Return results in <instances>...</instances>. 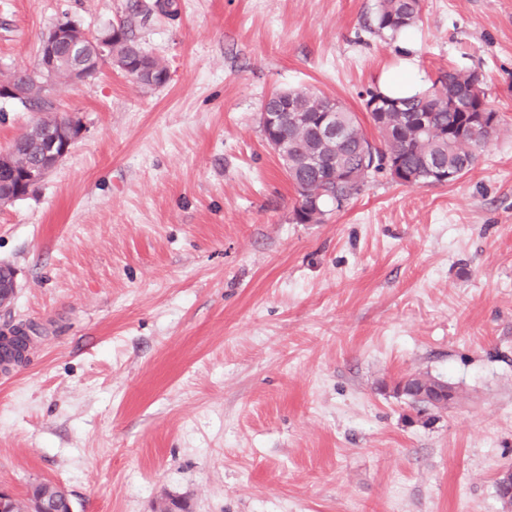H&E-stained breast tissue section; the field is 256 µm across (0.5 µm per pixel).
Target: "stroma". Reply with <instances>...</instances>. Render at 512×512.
<instances>
[{
  "mask_svg": "<svg viewBox=\"0 0 512 512\" xmlns=\"http://www.w3.org/2000/svg\"><path fill=\"white\" fill-rule=\"evenodd\" d=\"M0 0V79L67 16L128 22L170 80L106 64L58 81L82 137L0 206L18 290L0 330L31 337L0 368V488L67 490L77 512H512V0H422L403 34L379 0ZM413 57L423 86L478 73L502 131L449 184L374 173L322 223L260 124L275 91L364 114ZM0 99V151L37 119ZM455 384L434 417L393 394Z\"/></svg>",
  "mask_w": 512,
  "mask_h": 512,
  "instance_id": "stroma-1",
  "label": "stroma"
}]
</instances>
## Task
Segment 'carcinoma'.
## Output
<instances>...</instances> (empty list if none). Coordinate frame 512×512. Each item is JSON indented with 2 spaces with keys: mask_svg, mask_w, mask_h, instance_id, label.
I'll return each mask as SVG.
<instances>
[{
  "mask_svg": "<svg viewBox=\"0 0 512 512\" xmlns=\"http://www.w3.org/2000/svg\"><path fill=\"white\" fill-rule=\"evenodd\" d=\"M421 11V0H380L375 30L392 35L404 32L416 24ZM86 51H91L89 40L74 53L63 50L61 60L52 70H43L36 63L14 70L0 84L14 82L26 88V95L19 102L45 113L34 125L57 122L59 118L48 115L52 107L46 98L47 87L59 80H73V74L79 68L85 77L92 76L95 70L83 66ZM111 60L114 66L142 85L158 86L169 81L167 65L141 52L130 29L123 23L112 27ZM369 95L380 100L379 105L366 110L368 120L379 136L376 155L380 159L387 157L398 161L400 169L408 176V184L426 183L423 177L426 159L453 174L450 181H456L474 167L479 150L500 132V118L493 109L490 114L495 116L494 121L487 122L476 132L465 127L468 113L475 106L487 103L482 82L474 71L448 69L439 74L432 87L404 98L388 97L378 90ZM284 98L285 105L291 111L301 113L303 119L302 124L297 126L290 122L279 132L288 145V179L302 187L294 218L299 224H319L325 215L326 204L332 203L339 209L362 191L366 183L364 178L334 182H327L325 178L341 166L361 168L364 159L357 153L358 141L367 142L369 137L356 113L322 94L287 90ZM330 106L347 125V143L336 152L317 138L311 126L314 117ZM415 113L425 115V128L412 124L410 117ZM11 148L19 163L38 165L39 145L35 140L23 134L15 139Z\"/></svg>",
  "mask_w": 512,
  "mask_h": 512,
  "instance_id": "cac0c4a2",
  "label": "carcinoma"
}]
</instances>
